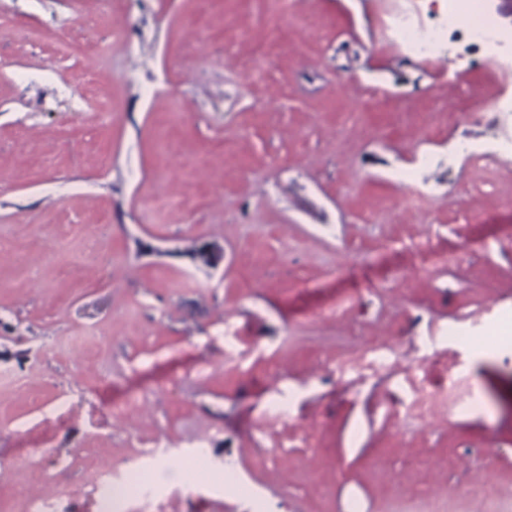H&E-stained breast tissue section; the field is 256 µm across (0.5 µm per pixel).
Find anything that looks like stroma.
Wrapping results in <instances>:
<instances>
[{
  "instance_id": "obj_1",
  "label": "stroma",
  "mask_w": 512,
  "mask_h": 512,
  "mask_svg": "<svg viewBox=\"0 0 512 512\" xmlns=\"http://www.w3.org/2000/svg\"><path fill=\"white\" fill-rule=\"evenodd\" d=\"M378 3L0 0V512L512 498V84Z\"/></svg>"
}]
</instances>
